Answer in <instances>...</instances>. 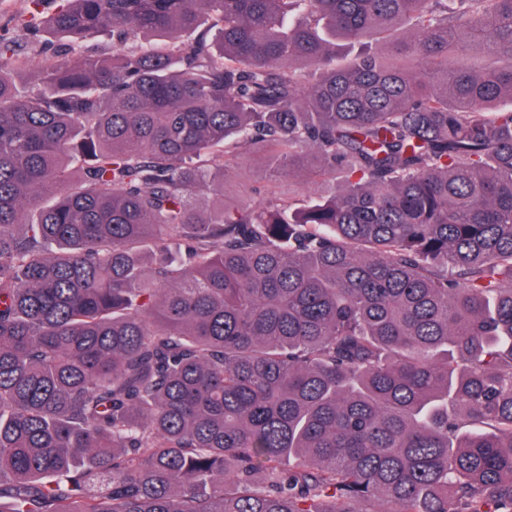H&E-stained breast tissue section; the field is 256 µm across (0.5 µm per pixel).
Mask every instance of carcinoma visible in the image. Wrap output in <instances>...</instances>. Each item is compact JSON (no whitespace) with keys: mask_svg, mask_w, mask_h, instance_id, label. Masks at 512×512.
<instances>
[{"mask_svg":"<svg viewBox=\"0 0 512 512\" xmlns=\"http://www.w3.org/2000/svg\"><path fill=\"white\" fill-rule=\"evenodd\" d=\"M27 29L0 512H512V0H60ZM244 145L335 191L225 204Z\"/></svg>","mask_w":512,"mask_h":512,"instance_id":"1","label":"carcinoma"}]
</instances>
